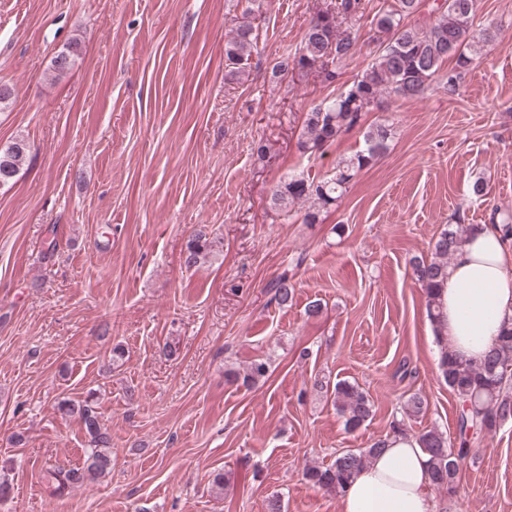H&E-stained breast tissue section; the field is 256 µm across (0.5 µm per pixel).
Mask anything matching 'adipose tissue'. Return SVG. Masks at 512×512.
Listing matches in <instances>:
<instances>
[{
    "label": "adipose tissue",
    "mask_w": 512,
    "mask_h": 512,
    "mask_svg": "<svg viewBox=\"0 0 512 512\" xmlns=\"http://www.w3.org/2000/svg\"><path fill=\"white\" fill-rule=\"evenodd\" d=\"M441 298L449 346L462 360L482 359L512 322V241L488 224L475 230L449 262ZM427 460L415 439L393 441L345 488L340 512H439Z\"/></svg>",
    "instance_id": "obj_1"
}]
</instances>
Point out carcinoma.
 <instances>
[{"label":"carcinoma","mask_w":512,"mask_h":512,"mask_svg":"<svg viewBox=\"0 0 512 512\" xmlns=\"http://www.w3.org/2000/svg\"><path fill=\"white\" fill-rule=\"evenodd\" d=\"M421 8V0H389L374 15L373 24L387 34L389 42L379 44L374 61L348 89L305 113L297 141L301 154L311 156L324 151L340 135L359 126L363 114L380 106L386 95L417 99L424 96L434 82L442 84L450 97L459 94L472 63L468 46L489 43L495 40L496 34L489 29L477 34L471 31L475 0H440L437 16L432 21L418 18ZM362 10V0H336L334 6L317 13L308 24L299 51L291 59L278 61L273 66V75L297 70L316 73L330 85L336 83L345 62L361 51L358 35L349 29H340L338 20H351ZM255 47L256 27L246 20L236 27L224 45L225 67L230 79L246 73ZM450 61L454 66L444 69ZM391 137L390 125H370L365 132V149L337 163L334 173L328 177L319 180L289 178L273 192L271 207L284 210L306 203L303 223H318L322 214L337 205L357 173L386 152ZM29 152L30 146L24 139L0 148V172L8 171L6 181L19 173ZM474 229V225L465 228L448 225L432 243L431 257L412 261L414 276L426 296L428 317L441 347L440 374L463 403L454 439H448L435 428L416 436L419 447L430 456V484L450 499L457 495L458 474L473 446L512 419V326L501 330L477 364L459 359L440 330L442 303L437 292L447 279L448 263L454 252ZM213 246V238L206 229L194 231L186 243L184 264L191 268L204 263L213 252ZM272 291L271 301L279 307H286L293 300L294 288L286 274L275 281ZM268 372L267 362H254L244 372L242 384L249 386ZM334 406L350 430L363 426L373 413L368 397L345 380L334 386ZM58 410L63 415L79 416L88 443L83 466L54 465L46 470L52 493L62 496L76 485L111 472L112 436L91 394L80 401L63 398L58 402ZM404 435L403 423L396 419L390 423L389 433L369 447L343 451L325 467L306 466L304 479L327 492L341 494L376 453L388 447L391 439Z\"/></svg>","instance_id":"carcinoma-1"}]
</instances>
